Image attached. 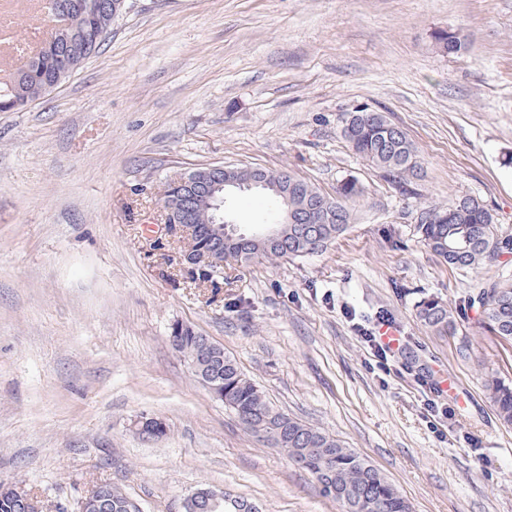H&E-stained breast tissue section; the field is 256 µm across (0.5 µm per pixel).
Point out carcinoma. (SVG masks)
Instances as JSON below:
<instances>
[{
    "mask_svg": "<svg viewBox=\"0 0 512 512\" xmlns=\"http://www.w3.org/2000/svg\"><path fill=\"white\" fill-rule=\"evenodd\" d=\"M81 11L71 15L67 29L57 34L37 54L28 57L17 69L7 94L24 108L49 92V85L60 84L57 57L65 53L82 62L104 41L114 15L97 6L98 0H81ZM345 125L353 134H343L351 151L397 176L399 182L418 176L415 150L406 134L381 112H351ZM355 182L344 184L334 198L324 196L312 185L299 182L288 189L292 209L288 229L277 240L266 243L247 234L224 243L213 237L203 222V205L191 202L190 223L199 225L200 240L224 252V265L242 264L256 257L274 260L288 256L300 258L326 249L340 236L351 220L350 202L360 197ZM328 206V223L318 224L312 216ZM424 244L448 266L478 270L502 265V257L512 254V237L498 234L495 220L483 202L463 196L446 205L434 203L425 209L418 225ZM483 321L494 336L512 343V275L502 274L480 295ZM417 319L438 336H452L458 322L455 309L438 297H426L417 304ZM210 340L187 329L176 351L197 363L195 375L204 384L224 386V404L239 415L242 424L258 439L287 452L291 460L311 474L325 495L340 504L342 512H410V505L397 488L368 460L332 434L307 426L275 408L254 382L225 353L206 351ZM487 387L497 408L501 424L512 426V387L492 378ZM99 494L112 503V512H136L134 501L119 488L107 483Z\"/></svg>",
    "mask_w": 512,
    "mask_h": 512,
    "instance_id": "obj_1",
    "label": "carcinoma"
}]
</instances>
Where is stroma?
Segmentation results:
<instances>
[{
	"mask_svg": "<svg viewBox=\"0 0 512 512\" xmlns=\"http://www.w3.org/2000/svg\"><path fill=\"white\" fill-rule=\"evenodd\" d=\"M0 88L19 46L44 45L39 0H0ZM457 33L454 54L436 45ZM364 106L399 126L420 174L399 185L342 126ZM285 169L326 196L362 194L323 252L188 282L163 222L171 179L208 165ZM470 195L512 236V0H125L100 48L49 94L0 112V481L43 512H76L93 484L141 512H181L200 488L258 512H340L287 454L245 429L171 345L191 327L277 408L366 458L412 512H512V426L486 387L512 386V345L476 302L502 270L464 272L427 248L428 202ZM269 224L268 196L226 203ZM457 312L437 336L425 297ZM389 319L386 369L358 329ZM444 381L452 416L430 427ZM166 424L146 439L133 422ZM417 319L420 323L438 336L455 335L458 322L456 310L438 297H426L417 304ZM99 494L108 498L112 503L111 512H140L136 511L134 504L136 502L124 494L119 488L112 485V483L103 485L99 490Z\"/></svg>",
	"mask_w": 512,
	"mask_h": 512,
	"instance_id": "1",
	"label": "stroma"
}]
</instances>
